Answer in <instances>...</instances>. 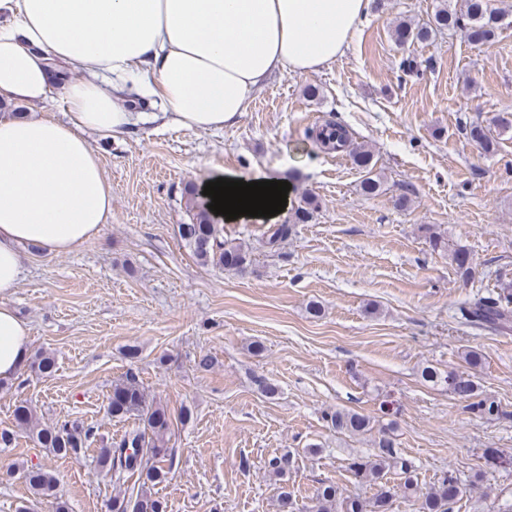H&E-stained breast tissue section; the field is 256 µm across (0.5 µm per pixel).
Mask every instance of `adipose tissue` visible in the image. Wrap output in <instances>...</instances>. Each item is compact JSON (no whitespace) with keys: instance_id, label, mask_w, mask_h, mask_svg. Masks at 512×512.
I'll return each instance as SVG.
<instances>
[{"instance_id":"ef3b65f1","label":"adipose tissue","mask_w":512,"mask_h":512,"mask_svg":"<svg viewBox=\"0 0 512 512\" xmlns=\"http://www.w3.org/2000/svg\"><path fill=\"white\" fill-rule=\"evenodd\" d=\"M372 0H0V99L59 94L65 120L0 116V380L17 378L29 328L3 298L22 249L58 254L96 236L112 188L86 134L129 132L135 83L176 128L235 124L277 71L311 74L343 55ZM75 79L63 82L59 67Z\"/></svg>"}]
</instances>
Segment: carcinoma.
<instances>
[{
    "instance_id": "obj_1",
    "label": "carcinoma",
    "mask_w": 512,
    "mask_h": 512,
    "mask_svg": "<svg viewBox=\"0 0 512 512\" xmlns=\"http://www.w3.org/2000/svg\"><path fill=\"white\" fill-rule=\"evenodd\" d=\"M501 22V16L488 10L486 0H464L463 10L453 11L443 3L434 14L435 28L413 30L405 21L398 23L393 35L398 42L409 38L426 40L434 31L464 27L470 39L485 43L494 36ZM470 140L489 152L495 147V140L479 125L466 128ZM314 141L327 152H341L350 146L347 130L338 121H330L312 135ZM358 166L368 173L361 190L366 195H375L381 189L378 178L371 176L372 161L364 149H352ZM189 223L178 225V236L202 264H212L227 271L243 272L252 263V250L242 241L224 237V226L217 223L205 208L206 201L195 197V189H185ZM320 202L313 194L304 195L293 215L281 224H272L264 232L267 248L276 251L295 232L298 224L309 223L319 209ZM461 319L468 325L482 330H497L512 322V287L499 288L484 296L475 298L459 309ZM56 366L54 356L39 352L27 362L29 371L50 374ZM421 378L433 385L441 386L465 408L480 414L492 416L498 412L495 402L476 400L477 385L469 374L443 373L434 366H425ZM108 412L111 417L122 420L138 417V424L124 432L120 439L104 445L98 451L97 463L112 477L113 485L122 486L128 479L137 477L136 495L116 494L109 505L110 512H166L165 503L152 492L168 474L165 466H173L175 452L169 447L172 420L166 406L146 403L145 394L138 377L129 371L125 377L112 386ZM17 423L32 431L37 442L52 449L56 454L78 458L84 453L86 444L94 437L93 428L78 421H68L54 426L34 425V410L26 402L14 409ZM332 428L351 434H364L372 429L370 418L356 411H335L327 415ZM290 458L274 456L267 460L272 474L284 477L288 474ZM349 470L361 483H376L383 479L385 472L394 470L403 479L404 493L416 498V512H453V505L461 499L460 481L451 473L444 475L437 483L422 488L415 476V465L396 449L391 434L385 432L377 442L374 457L356 456L349 463ZM26 478L33 493L40 498L55 499L54 512H66L64 503L57 500L58 477L41 465L27 469ZM393 494L391 489L380 487L370 499L357 493L349 494L331 481H325L316 489L311 502L298 506L286 491L278 496L280 512H389Z\"/></svg>"
}]
</instances>
